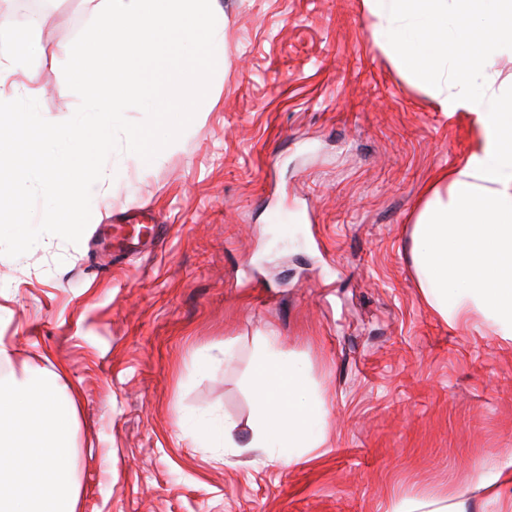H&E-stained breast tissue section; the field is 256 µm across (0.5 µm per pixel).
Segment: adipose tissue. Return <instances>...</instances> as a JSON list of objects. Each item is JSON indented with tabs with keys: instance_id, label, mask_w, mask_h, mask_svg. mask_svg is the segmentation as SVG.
<instances>
[{
	"instance_id": "adipose-tissue-1",
	"label": "adipose tissue",
	"mask_w": 512,
	"mask_h": 512,
	"mask_svg": "<svg viewBox=\"0 0 512 512\" xmlns=\"http://www.w3.org/2000/svg\"><path fill=\"white\" fill-rule=\"evenodd\" d=\"M399 69L434 89L442 111L465 112L478 133L464 163L439 176L411 231L424 299L447 322L479 312L512 339V74L492 61L512 52V0H363ZM257 411L247 448L289 467L326 440L304 367L256 363Z\"/></svg>"
}]
</instances>
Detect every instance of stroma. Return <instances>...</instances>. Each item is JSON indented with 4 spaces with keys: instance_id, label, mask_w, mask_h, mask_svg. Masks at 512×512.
I'll use <instances>...</instances> for the list:
<instances>
[{
    "instance_id": "stroma-1",
    "label": "stroma",
    "mask_w": 512,
    "mask_h": 512,
    "mask_svg": "<svg viewBox=\"0 0 512 512\" xmlns=\"http://www.w3.org/2000/svg\"><path fill=\"white\" fill-rule=\"evenodd\" d=\"M37 101L76 109L59 45L81 0H44ZM223 68L181 144L144 166L112 154L79 243L0 255L11 365L78 393L79 512H390L405 498L500 504L483 470L512 453V340L423 299L411 229L435 176L477 144L380 44L362 0H217ZM116 224H161L136 250ZM299 361L327 442L288 468L199 440L250 435L263 339Z\"/></svg>"
}]
</instances>
